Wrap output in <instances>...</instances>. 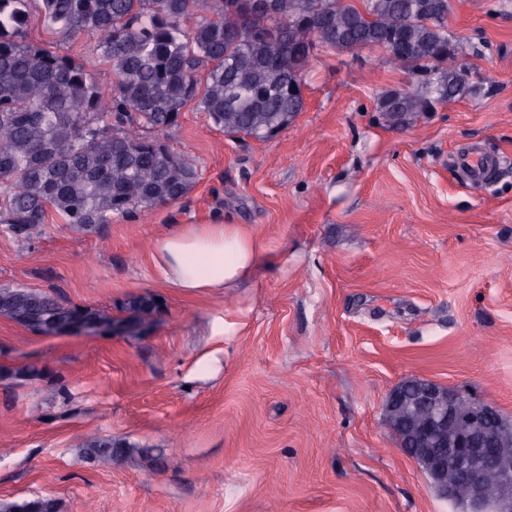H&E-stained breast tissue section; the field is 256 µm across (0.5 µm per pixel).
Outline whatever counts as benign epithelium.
I'll list each match as a JSON object with an SVG mask.
<instances>
[{
    "label": "benign epithelium",
    "instance_id": "1",
    "mask_svg": "<svg viewBox=\"0 0 512 512\" xmlns=\"http://www.w3.org/2000/svg\"><path fill=\"white\" fill-rule=\"evenodd\" d=\"M72 333L131 336L142 331L126 324L78 325ZM386 421L409 424L411 452L431 479L436 494L486 512L495 502L512 512V423L501 410L469 389L442 386L428 379L396 385L384 405Z\"/></svg>",
    "mask_w": 512,
    "mask_h": 512
}]
</instances>
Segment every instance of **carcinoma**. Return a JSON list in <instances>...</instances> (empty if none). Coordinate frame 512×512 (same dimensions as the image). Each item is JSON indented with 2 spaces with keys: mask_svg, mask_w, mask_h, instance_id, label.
Instances as JSON below:
<instances>
[{
  "mask_svg": "<svg viewBox=\"0 0 512 512\" xmlns=\"http://www.w3.org/2000/svg\"><path fill=\"white\" fill-rule=\"evenodd\" d=\"M31 0H0V224L30 239L48 211L82 233L116 216L185 198L197 182L189 158L162 135L182 108L199 104L228 135L263 140L304 109L303 76L320 49H380L417 76L380 97L390 125H416L435 105L467 93L470 68H444L452 46L451 0H218L215 16L183 22L209 0H38L57 35L48 49L27 40ZM101 36L96 52L112 71L103 89L64 45ZM204 88H199V84ZM148 327L159 313L152 294L118 308ZM0 318L41 335L64 325L110 321L112 310L80 307L25 287H0ZM81 447L98 466L135 461L144 449L89 434ZM4 512H57L52 499L13 503Z\"/></svg>",
  "mask_w": 512,
  "mask_h": 512,
  "instance_id": "1",
  "label": "carcinoma"
}]
</instances>
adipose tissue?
Masks as SVG:
<instances>
[{"mask_svg": "<svg viewBox=\"0 0 512 512\" xmlns=\"http://www.w3.org/2000/svg\"><path fill=\"white\" fill-rule=\"evenodd\" d=\"M269 251L249 224H194L164 236L155 263L166 283L190 293L248 287Z\"/></svg>", "mask_w": 512, "mask_h": 512, "instance_id": "1", "label": "adipose tissue"}]
</instances>
